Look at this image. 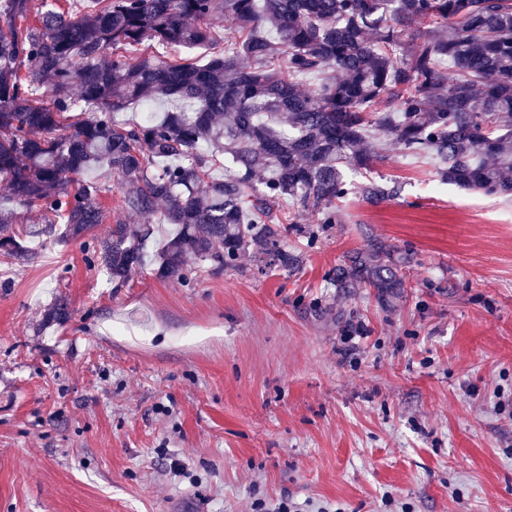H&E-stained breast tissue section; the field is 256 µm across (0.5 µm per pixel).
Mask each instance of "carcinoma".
Listing matches in <instances>:
<instances>
[{
  "mask_svg": "<svg viewBox=\"0 0 512 512\" xmlns=\"http://www.w3.org/2000/svg\"><path fill=\"white\" fill-rule=\"evenodd\" d=\"M55 2L0 0V179L43 217L23 235L53 243L103 223L87 174L111 172L122 209L145 218L93 242L88 264L115 288L148 262L162 278L195 263L232 268L253 245L299 267L281 242L301 214L339 224L349 195H397L343 175L371 168V136L436 160L444 182L512 197V0H89L79 17ZM219 16L231 19L222 36ZM153 43L214 55L105 57ZM143 102L172 109L115 118ZM160 209L175 230L151 255ZM13 224L0 209V257L23 266L34 252ZM384 251L352 260L381 291L400 287Z\"/></svg>",
  "mask_w": 512,
  "mask_h": 512,
  "instance_id": "1",
  "label": "carcinoma"
}]
</instances>
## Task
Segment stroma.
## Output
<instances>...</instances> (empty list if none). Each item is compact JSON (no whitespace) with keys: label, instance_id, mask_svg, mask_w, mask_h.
Here are the masks:
<instances>
[{"label":"stroma","instance_id":"stroma-1","mask_svg":"<svg viewBox=\"0 0 512 512\" xmlns=\"http://www.w3.org/2000/svg\"><path fill=\"white\" fill-rule=\"evenodd\" d=\"M372 176L398 195L290 233L296 271L253 248L116 288L96 228L0 259V512H512V198L393 144ZM385 249L382 245H373L367 252L357 253L352 260L355 272L365 276L375 288L382 292L399 288L401 285L399 278L389 268L382 266L380 260H377L380 253L384 252Z\"/></svg>","mask_w":512,"mask_h":512}]
</instances>
